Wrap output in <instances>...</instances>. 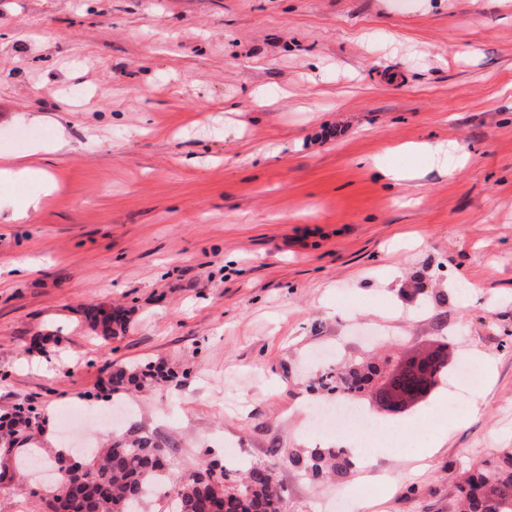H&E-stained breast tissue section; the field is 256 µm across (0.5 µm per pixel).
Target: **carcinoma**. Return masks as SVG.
Segmentation results:
<instances>
[{
  "mask_svg": "<svg viewBox=\"0 0 512 512\" xmlns=\"http://www.w3.org/2000/svg\"><path fill=\"white\" fill-rule=\"evenodd\" d=\"M288 461L313 479L345 477L351 461L343 448H314L293 453ZM83 473L68 479L72 490L62 497L61 486L50 492L49 512H138L169 465L164 441L150 435H117L112 445L84 459ZM203 470L215 475L221 500L212 499L197 472L183 476L175 491L174 512H281V485L277 467L255 462L240 471L210 461ZM464 512H512V448L469 469L456 485Z\"/></svg>",
  "mask_w": 512,
  "mask_h": 512,
  "instance_id": "obj_1",
  "label": "carcinoma"
}]
</instances>
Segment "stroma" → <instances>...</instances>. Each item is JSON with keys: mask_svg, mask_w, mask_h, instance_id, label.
<instances>
[{"mask_svg": "<svg viewBox=\"0 0 512 512\" xmlns=\"http://www.w3.org/2000/svg\"><path fill=\"white\" fill-rule=\"evenodd\" d=\"M60 139L54 191L0 221V413L39 416L0 445V512H39L31 451L51 472L133 426L170 485L207 449L274 461L286 512H458L512 448V0H0V155ZM438 344L493 357L477 412L443 386L366 470L289 463L349 434L313 429L312 378Z\"/></svg>", "mask_w": 512, "mask_h": 512, "instance_id": "35a3bbf8", "label": "stroma"}]
</instances>
